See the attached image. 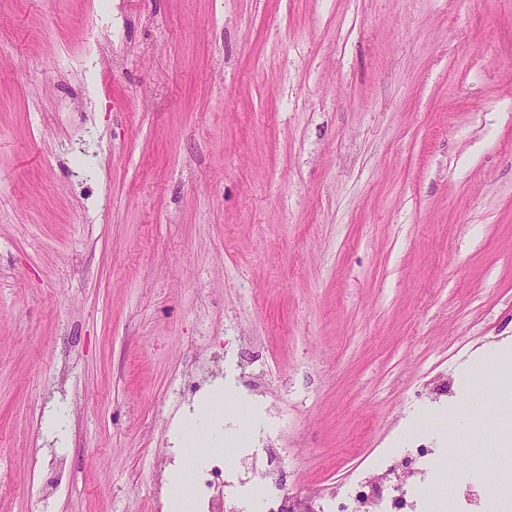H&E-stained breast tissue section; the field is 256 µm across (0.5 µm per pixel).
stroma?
<instances>
[{
	"label": "stroma",
	"mask_w": 512,
	"mask_h": 512,
	"mask_svg": "<svg viewBox=\"0 0 512 512\" xmlns=\"http://www.w3.org/2000/svg\"><path fill=\"white\" fill-rule=\"evenodd\" d=\"M512 349V0H0V512H167L187 382L283 494ZM434 438L454 500L512 391Z\"/></svg>",
	"instance_id": "1"
}]
</instances>
